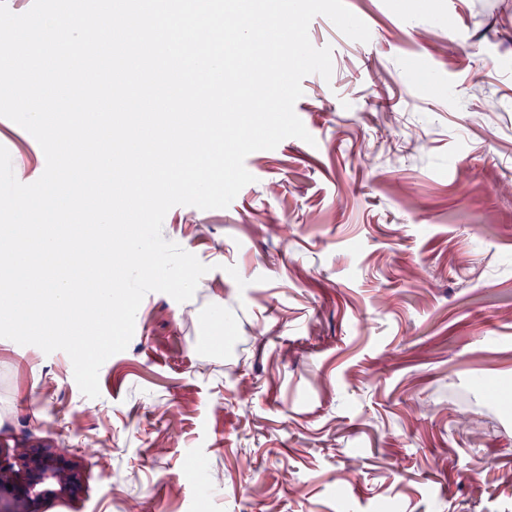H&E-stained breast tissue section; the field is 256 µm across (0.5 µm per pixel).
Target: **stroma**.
Here are the masks:
<instances>
[{"label": "stroma", "mask_w": 512, "mask_h": 512, "mask_svg": "<svg viewBox=\"0 0 512 512\" xmlns=\"http://www.w3.org/2000/svg\"><path fill=\"white\" fill-rule=\"evenodd\" d=\"M345 4L371 38L312 20L313 143L248 155L228 208L168 211L209 271L145 296L98 398L0 338V437L82 465L43 512H512V0ZM0 145L44 171L4 117Z\"/></svg>", "instance_id": "obj_1"}]
</instances>
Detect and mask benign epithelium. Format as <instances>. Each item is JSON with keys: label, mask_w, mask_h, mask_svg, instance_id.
Segmentation results:
<instances>
[{"label": "benign epithelium", "mask_w": 512, "mask_h": 512, "mask_svg": "<svg viewBox=\"0 0 512 512\" xmlns=\"http://www.w3.org/2000/svg\"><path fill=\"white\" fill-rule=\"evenodd\" d=\"M79 483L80 464L65 448L26 440L0 448V512H41L47 501L73 497ZM6 490L9 500L3 497Z\"/></svg>", "instance_id": "benign-epithelium-1"}]
</instances>
